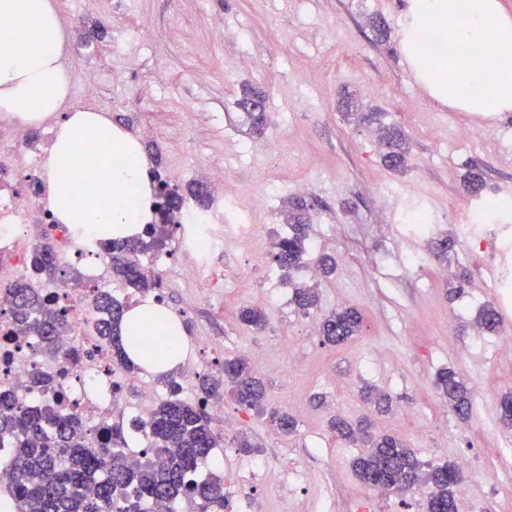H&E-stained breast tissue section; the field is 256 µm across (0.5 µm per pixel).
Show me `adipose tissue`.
Wrapping results in <instances>:
<instances>
[{"instance_id":"ef3b65f1","label":"adipose tissue","mask_w":512,"mask_h":512,"mask_svg":"<svg viewBox=\"0 0 512 512\" xmlns=\"http://www.w3.org/2000/svg\"><path fill=\"white\" fill-rule=\"evenodd\" d=\"M446 32L445 52H428L429 28ZM402 43L417 82L455 112L488 119L512 112V11L502 0H408ZM63 31L52 0H0V112L34 126L70 93L61 63ZM121 164H112V156ZM47 190L57 223L96 241L131 238L153 217V188L140 143L106 113L76 110L58 126L47 162ZM177 316L149 299L128 308L121 343L130 359L165 373L185 349L162 357L149 336H178Z\"/></svg>"}]
</instances>
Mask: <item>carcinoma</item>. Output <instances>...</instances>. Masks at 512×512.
Here are the masks:
<instances>
[{"mask_svg": "<svg viewBox=\"0 0 512 512\" xmlns=\"http://www.w3.org/2000/svg\"><path fill=\"white\" fill-rule=\"evenodd\" d=\"M262 93L254 91L240 103L256 113L255 126L263 123ZM380 138L385 145L383 159L387 167L402 171L407 166L409 146L404 135L394 128H383ZM158 177L155 211L158 221L147 225L140 237L112 242V273L131 288L145 294L157 283L142 272L138 255L154 247L173 230V215L184 201L179 189ZM307 201L292 203L288 214V236L274 244L278 267L284 271L299 268L309 249L306 213ZM53 245L45 241L31 255L33 270L51 275L56 270ZM15 300V319L21 329L40 337L42 351L56 352L66 318L63 311L44 302L39 292L27 282L9 288ZM320 297L315 285H299L294 289V302L305 314L316 308ZM99 313L98 331L112 352L116 363L135 369L137 365L125 354L121 339L124 305L111 295L101 293L95 301ZM243 324L260 329L265 325L264 312L245 307L240 312ZM362 313L352 307L340 308L321 324L323 343L340 345L361 331ZM478 324L488 333L498 332L499 313L484 306ZM224 381L202 378L201 396L192 403L180 396L174 376L167 377L170 397L161 402L147 422L148 452L153 460L138 467L126 463L116 448L126 443L123 424L116 422L103 430L99 438L90 440L76 416H62L54 408H33L23 403L18 394L0 395V443L12 444L9 457L0 460L12 475L10 493L15 512H142L147 500L186 499L196 505L197 512H224V481L216 473L200 479L199 464L217 448L218 436L207 412L208 401L222 397L223 382L231 384V394L244 410L261 406L264 386L252 375L249 362L241 357L224 361ZM434 386L448 399V407L459 418L470 417L474 393L448 368L438 372ZM370 416L352 423L341 416L330 420V428L353 443L362 440L366 453L353 461V469L368 489L408 491L420 482L435 488L427 502L430 512H459L458 487L465 475L460 467L446 463L424 469V463L403 440L391 434L372 432Z\"/></svg>", "mask_w": 512, "mask_h": 512, "instance_id": "carcinoma-1", "label": "carcinoma"}]
</instances>
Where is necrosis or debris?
<instances>
[{
    "mask_svg": "<svg viewBox=\"0 0 512 512\" xmlns=\"http://www.w3.org/2000/svg\"><path fill=\"white\" fill-rule=\"evenodd\" d=\"M56 118L41 128L42 143L31 146L25 128L18 122H0V394L25 388L31 406L54 405L62 414L82 420L88 437H97L104 425L123 415L121 389L107 345L97 330L98 314L93 306L96 291L109 288L106 251L99 244L77 240L55 224L45 178L46 160L54 141ZM204 173L213 185L207 207L185 200L175 215L180 234L169 250L143 261L146 273L169 287L170 256L179 254L191 261L198 273H206L215 255L227 241L247 245L257 226L236 223L233 206L224 203V167L212 163ZM41 225L56 246L61 270H76L85 282L83 289L68 291L46 280L36 286L53 306L67 311V329L59 340L56 357L45 358L36 336L16 330L11 309L14 299L6 282L30 274V251L24 240L27 225ZM48 375L53 388L30 385L33 374ZM277 473L264 460L253 461L247 472L224 471V512H234L243 483L272 484Z\"/></svg>",
    "mask_w": 512,
    "mask_h": 512,
    "instance_id": "obj_1",
    "label": "necrosis or debris"
}]
</instances>
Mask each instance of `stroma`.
I'll return each mask as SVG.
<instances>
[{
    "label": "stroma",
    "mask_w": 512,
    "mask_h": 512,
    "mask_svg": "<svg viewBox=\"0 0 512 512\" xmlns=\"http://www.w3.org/2000/svg\"><path fill=\"white\" fill-rule=\"evenodd\" d=\"M55 2L65 37L82 51L80 68L100 73L113 122L135 136L143 125L157 128L141 144L146 155H160L158 170L167 181L183 189L189 173L221 163L224 194L235 197L239 222L269 224L281 234L293 188L306 183L314 250L304 261L316 263L322 254L336 260L334 273L318 285L317 310L306 315L283 295L282 271L262 244L231 247L215 258L213 279L228 266L240 277L225 283L222 307L205 311L194 306L198 274L172 258L177 283L164 296L181 319L187 356L200 374L220 377L224 360L253 347L265 353L257 367L266 384L262 408L241 410L224 394V414L240 426L216 459L200 464L199 476L222 466L244 470L260 457L281 471L285 488L243 489L240 512H424L425 499L413 490L362 500L352 463L363 445L329 427L330 415L363 413L358 389L368 385L392 399L380 427L421 460H469L468 512H512V430L499 422L501 398L512 391V355L495 347L498 335L512 334V308L501 309L498 334L479 332L476 321L481 306L497 303L488 270L503 253L493 241L477 260L457 247L444 261L433 258L416 269L405 262L416 245L412 214L428 213L437 236L460 223L467 169L480 170L490 193L512 183V165L504 164L496 140L498 131L512 130V113L478 125L430 100L401 50L405 0ZM378 17L391 29L389 42L375 38ZM161 70L169 75L163 84L156 81ZM114 72L124 82L111 83ZM301 72L308 77L303 87ZM253 87L266 90V114L280 120L259 135L236 105ZM356 112L383 113L405 132L406 173L394 175L382 164L378 134L357 125ZM470 126L475 137L456 143L454 131ZM263 135L279 136L280 159L255 149ZM388 195L399 196L395 209L384 207ZM453 286L460 295L449 296ZM257 292L274 301L264 309L265 328L252 330L237 313ZM340 294L362 312L363 325L357 336L331 346L319 324ZM444 367L486 387L469 421L459 420L433 385ZM123 393L134 418L139 409L153 410L169 389L161 375L140 369L124 372ZM274 411L295 416L293 434L277 429ZM411 416L419 428L408 426Z\"/></svg>",
    "instance_id": "stroma-1"
}]
</instances>
